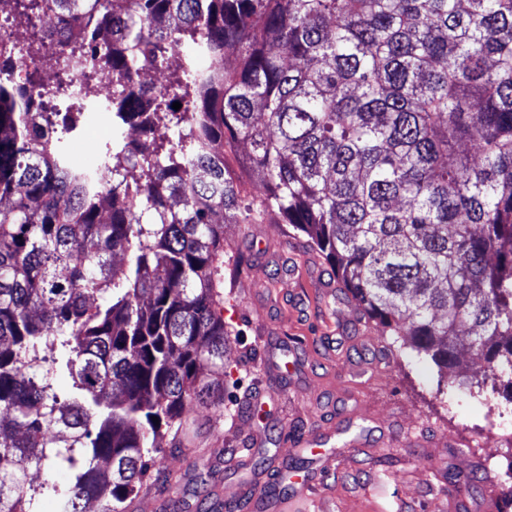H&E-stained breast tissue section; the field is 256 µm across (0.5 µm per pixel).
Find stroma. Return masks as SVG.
<instances>
[{"label": "stroma", "instance_id": "obj_1", "mask_svg": "<svg viewBox=\"0 0 512 512\" xmlns=\"http://www.w3.org/2000/svg\"><path fill=\"white\" fill-rule=\"evenodd\" d=\"M224 318L232 380L211 403H188L126 512H285L297 480L316 491L297 512L498 510L512 466V422L464 396L461 351L438 368L402 337L334 305L336 275L285 224L224 227ZM313 445L292 449L295 438ZM245 461L233 463L238 449ZM262 496H245L255 474ZM474 479L457 493L453 479Z\"/></svg>", "mask_w": 512, "mask_h": 512}]
</instances>
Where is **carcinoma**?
Instances as JSON below:
<instances>
[{"label":"carcinoma","instance_id":"obj_1","mask_svg":"<svg viewBox=\"0 0 512 512\" xmlns=\"http://www.w3.org/2000/svg\"><path fill=\"white\" fill-rule=\"evenodd\" d=\"M45 20L68 37L51 84L0 64V512H121L224 386L226 224L280 218L364 315L441 368L467 340L468 395L512 405V0H15L20 57ZM88 58L140 133L100 154L108 185L61 148ZM45 464L72 479L34 487ZM224 151L228 166L240 176V183L244 190V194L248 197L258 195L261 187L256 175L251 172H242L239 168L238 158L241 154L240 149H230L229 147H226L224 148Z\"/></svg>","mask_w":512,"mask_h":512}]
</instances>
